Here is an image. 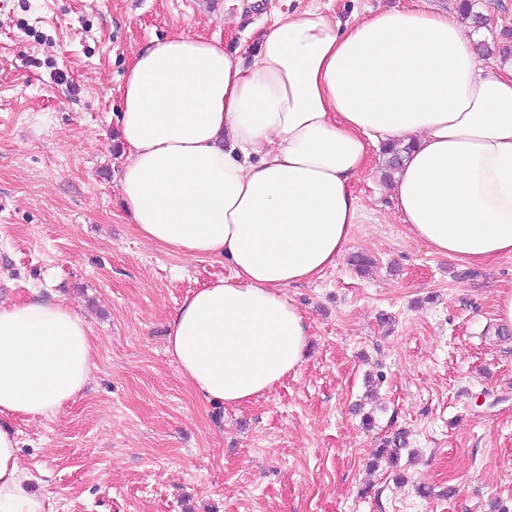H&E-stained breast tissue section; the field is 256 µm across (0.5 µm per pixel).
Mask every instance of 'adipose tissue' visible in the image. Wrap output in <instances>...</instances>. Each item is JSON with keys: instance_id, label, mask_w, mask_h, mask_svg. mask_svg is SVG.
Wrapping results in <instances>:
<instances>
[{"instance_id": "ef3b65f1", "label": "adipose tissue", "mask_w": 512, "mask_h": 512, "mask_svg": "<svg viewBox=\"0 0 512 512\" xmlns=\"http://www.w3.org/2000/svg\"><path fill=\"white\" fill-rule=\"evenodd\" d=\"M471 26L423 9L344 25L315 7L276 20L248 66L201 36L129 62L118 188L132 224L234 271L169 322L170 354L211 401L251 402L300 367L310 324L284 290L344 254L371 146H410L390 184L410 236L470 266L512 256V67L490 69ZM93 349L64 300L0 302V417L62 410ZM18 445L0 424V512H43Z\"/></svg>"}]
</instances>
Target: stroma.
I'll return each mask as SVG.
<instances>
[{"label":"stroma","mask_w":512,"mask_h":512,"mask_svg":"<svg viewBox=\"0 0 512 512\" xmlns=\"http://www.w3.org/2000/svg\"><path fill=\"white\" fill-rule=\"evenodd\" d=\"M341 22L456 0H10L0 10V300L58 295L90 324L87 388L14 417L43 512H512V257L466 268L410 237L382 154L353 183L362 217L335 267L285 291L312 323L300 368L243 405L208 402L168 322L223 258L144 240L117 187L119 86L152 40L216 36L252 63L274 21ZM477 42L512 65V0H475ZM373 262L358 273L350 259ZM398 447L397 461L379 457Z\"/></svg>","instance_id":"stroma-1"}]
</instances>
